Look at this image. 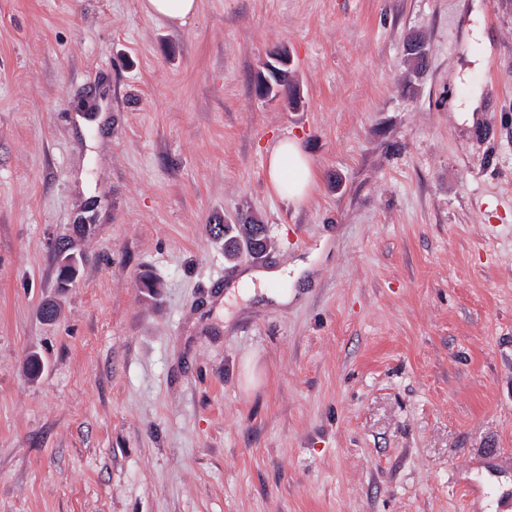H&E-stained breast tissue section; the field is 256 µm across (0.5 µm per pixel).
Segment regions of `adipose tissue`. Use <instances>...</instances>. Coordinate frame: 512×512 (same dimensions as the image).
Instances as JSON below:
<instances>
[{
  "mask_svg": "<svg viewBox=\"0 0 512 512\" xmlns=\"http://www.w3.org/2000/svg\"><path fill=\"white\" fill-rule=\"evenodd\" d=\"M266 170L273 190L288 203L302 204L315 187L311 162L299 139H279L266 152Z\"/></svg>",
  "mask_w": 512,
  "mask_h": 512,
  "instance_id": "obj_1",
  "label": "adipose tissue"
}]
</instances>
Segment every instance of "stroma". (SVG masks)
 Segmentation results:
<instances>
[{
  "label": "stroma",
  "mask_w": 512,
  "mask_h": 512,
  "mask_svg": "<svg viewBox=\"0 0 512 512\" xmlns=\"http://www.w3.org/2000/svg\"><path fill=\"white\" fill-rule=\"evenodd\" d=\"M0 512H512V0H0ZM199 0H144L142 6L147 15L167 22L185 25L198 11ZM266 163L269 183L282 199L300 205L309 197L315 187V176L299 139H279L267 150ZM223 227V231L218 229V232L215 233L219 236L221 232V237H224V252L231 258L237 257L242 250L245 252L248 251L249 246L252 244V240L248 238V228L247 225H243L242 234L239 231L238 224H216L213 225L214 229H217L218 226ZM306 270H309V265L300 262L297 265L290 267L251 270L243 274L242 280L250 283L252 288L255 287L256 282L260 288H264L269 283H288L289 279L294 282L299 279Z\"/></svg>",
  "instance_id": "35a3bbf8"
}]
</instances>
